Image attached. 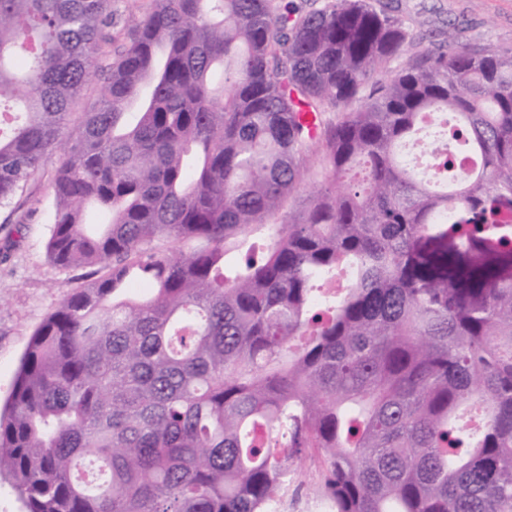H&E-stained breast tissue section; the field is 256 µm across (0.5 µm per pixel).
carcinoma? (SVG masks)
<instances>
[{"mask_svg": "<svg viewBox=\"0 0 512 512\" xmlns=\"http://www.w3.org/2000/svg\"><path fill=\"white\" fill-rule=\"evenodd\" d=\"M110 5L0 0V206L74 126L47 253L103 270L0 414L25 512H267L313 452L333 512H512V50L388 72L370 0H155L75 117ZM437 114L450 190L402 159Z\"/></svg>", "mask_w": 512, "mask_h": 512, "instance_id": "carcinoma-1", "label": "carcinoma"}]
</instances>
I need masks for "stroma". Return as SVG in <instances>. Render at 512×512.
<instances>
[{"instance_id": "35a3bbf8", "label": "stroma", "mask_w": 512, "mask_h": 512, "mask_svg": "<svg viewBox=\"0 0 512 512\" xmlns=\"http://www.w3.org/2000/svg\"><path fill=\"white\" fill-rule=\"evenodd\" d=\"M398 18L412 35L399 68L416 56L440 49L448 38L491 48H512V0H372ZM154 0H112V21L105 28L101 68L128 47L140 19ZM58 153L47 155L37 173L0 207V405L7 400L29 339L43 320L76 288L93 279L90 267L61 268L47 255L51 236V182Z\"/></svg>"}]
</instances>
